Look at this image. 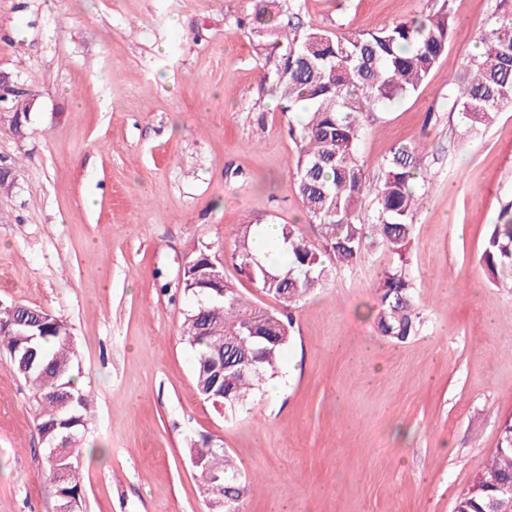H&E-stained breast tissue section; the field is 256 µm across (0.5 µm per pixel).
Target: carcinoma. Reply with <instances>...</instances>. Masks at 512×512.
Instances as JSON below:
<instances>
[{"label":"carcinoma","instance_id":"obj_1","mask_svg":"<svg viewBox=\"0 0 512 512\" xmlns=\"http://www.w3.org/2000/svg\"><path fill=\"white\" fill-rule=\"evenodd\" d=\"M454 28L450 0L424 17L341 34L274 26L271 51L278 64L270 77L283 110L306 113L305 121L290 129L298 148L294 190L318 233L312 242L298 225H279L277 246L288 252V263L281 265L253 253V222L235 229L231 251L238 271L255 290L280 303L275 312L244 298L225 277L202 278L210 248L187 261L182 288L196 305L184 315L180 338L193 351L202 400L220 403L230 413L251 409L265 381L280 373L298 303L323 287L332 269L357 264L378 244L393 261L378 284L375 329L393 342L417 335L422 320L406 262L422 200L421 157L414 148L400 147L372 181L358 152L365 118L423 86ZM478 42L480 51L467 62L464 78L448 90L451 109L469 129L487 127L512 109V13L484 26ZM367 198L375 205L371 224L361 220ZM480 262L495 287L512 289L511 203L492 225ZM0 353L33 392L43 465L56 487L58 512H80L83 480L76 444L85 431L91 395L76 386L79 363L71 328L43 309L1 304ZM188 451L209 512H240L246 483L237 479L226 448L202 440L190 443ZM480 479L484 491L460 494L456 512H490L500 487L512 485L511 419L500 425L497 448Z\"/></svg>","mask_w":512,"mask_h":512}]
</instances>
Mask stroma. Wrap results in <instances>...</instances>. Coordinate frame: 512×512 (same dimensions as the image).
I'll return each mask as SVG.
<instances>
[{
  "label": "stroma",
  "mask_w": 512,
  "mask_h": 512,
  "mask_svg": "<svg viewBox=\"0 0 512 512\" xmlns=\"http://www.w3.org/2000/svg\"><path fill=\"white\" fill-rule=\"evenodd\" d=\"M259 0H0V71L33 107L0 122L20 164L0 194V304L67 322L93 397L79 463L82 512H207L187 452L206 438L250 483L245 512H452L512 416V290L479 265L512 202V112L468 129L448 103L479 25L512 0H451L455 33L420 90L365 124L380 177L424 146L432 182L407 269L422 317L404 343L371 313L392 257L370 250L296 308L276 390L233 415L201 400L180 325L187 258L209 247L244 297L239 224H296L298 155L267 57ZM436 0H268L274 23L340 33L432 13ZM31 389L0 357V512H57Z\"/></svg>",
  "instance_id": "obj_1"
}]
</instances>
